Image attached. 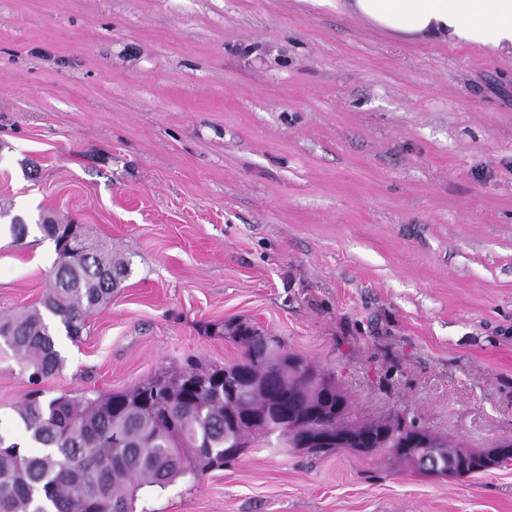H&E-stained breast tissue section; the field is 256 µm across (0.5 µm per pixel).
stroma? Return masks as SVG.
Segmentation results:
<instances>
[{"label":"stroma","mask_w":512,"mask_h":512,"mask_svg":"<svg viewBox=\"0 0 512 512\" xmlns=\"http://www.w3.org/2000/svg\"><path fill=\"white\" fill-rule=\"evenodd\" d=\"M0 315L39 303L66 218L130 273L44 398L128 389L247 322L358 417L512 437V60L390 39L306 0H0ZM31 385L0 350V429ZM148 512H512V470L247 449Z\"/></svg>","instance_id":"obj_1"}]
</instances>
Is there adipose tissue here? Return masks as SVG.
Instances as JSON below:
<instances>
[{
	"mask_svg": "<svg viewBox=\"0 0 512 512\" xmlns=\"http://www.w3.org/2000/svg\"><path fill=\"white\" fill-rule=\"evenodd\" d=\"M404 42L445 43L512 58V0H309Z\"/></svg>",
	"mask_w": 512,
	"mask_h": 512,
	"instance_id": "1",
	"label": "adipose tissue"
}]
</instances>
